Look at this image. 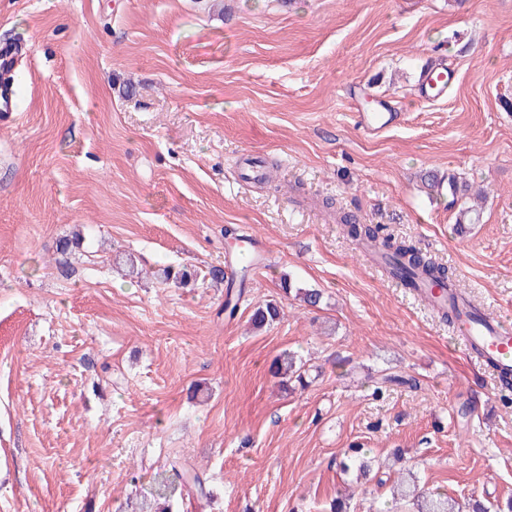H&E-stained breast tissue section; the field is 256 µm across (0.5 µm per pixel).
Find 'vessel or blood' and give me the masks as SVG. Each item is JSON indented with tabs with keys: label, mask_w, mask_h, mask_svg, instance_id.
<instances>
[{
	"label": "vessel or blood",
	"mask_w": 512,
	"mask_h": 512,
	"mask_svg": "<svg viewBox=\"0 0 512 512\" xmlns=\"http://www.w3.org/2000/svg\"><path fill=\"white\" fill-rule=\"evenodd\" d=\"M455 81L453 72L435 66L428 67L423 75L421 94L429 100L444 97ZM396 115L389 108L369 112L359 117V124L369 133H376L391 126ZM470 317L459 327L469 356L491 370L495 377L512 372V328L490 317L483 309L469 306Z\"/></svg>",
	"instance_id": "obj_1"
}]
</instances>
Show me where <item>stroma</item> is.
<instances>
[{
    "mask_svg": "<svg viewBox=\"0 0 512 512\" xmlns=\"http://www.w3.org/2000/svg\"><path fill=\"white\" fill-rule=\"evenodd\" d=\"M3 44L21 53L0 118V512H154L178 458L213 496L172 512H325L354 444L403 449L459 504L512 497L499 381L336 221L382 225L512 324V0H0ZM435 61L456 82L427 101ZM383 98L400 122L364 133ZM429 170L485 190L478 223L457 231ZM231 228L266 257L232 316L207 277ZM169 265L197 285L162 283ZM271 300L280 321L253 330ZM286 350L309 387L270 375ZM384 374L403 382L374 396ZM398 470L350 512H375Z\"/></svg>",
    "mask_w": 512,
    "mask_h": 512,
    "instance_id": "obj_1",
    "label": "stroma"
}]
</instances>
